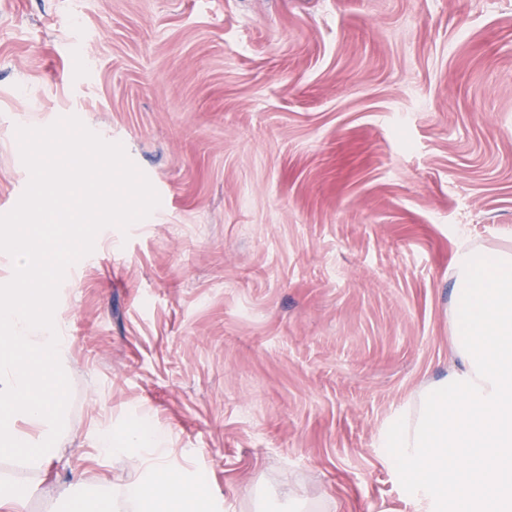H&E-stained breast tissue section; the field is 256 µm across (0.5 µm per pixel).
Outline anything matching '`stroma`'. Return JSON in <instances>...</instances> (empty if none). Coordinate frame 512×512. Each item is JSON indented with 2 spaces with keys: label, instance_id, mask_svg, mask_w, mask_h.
<instances>
[{
  "label": "stroma",
  "instance_id": "stroma-1",
  "mask_svg": "<svg viewBox=\"0 0 512 512\" xmlns=\"http://www.w3.org/2000/svg\"><path fill=\"white\" fill-rule=\"evenodd\" d=\"M78 117L161 203L99 231L56 318L71 399L25 512L137 463L146 420L208 512L294 478L410 512L379 447L451 362L462 241L512 248V0H0V214L17 127Z\"/></svg>",
  "mask_w": 512,
  "mask_h": 512
}]
</instances>
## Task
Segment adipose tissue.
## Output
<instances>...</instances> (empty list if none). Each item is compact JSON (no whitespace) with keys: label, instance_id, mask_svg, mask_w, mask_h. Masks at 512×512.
<instances>
[{"label":"adipose tissue","instance_id":"1","mask_svg":"<svg viewBox=\"0 0 512 512\" xmlns=\"http://www.w3.org/2000/svg\"><path fill=\"white\" fill-rule=\"evenodd\" d=\"M101 447L108 454L141 455L146 478L77 491L61 512H203L194 482L169 459L166 435L149 423L136 424L118 438L103 436Z\"/></svg>","mask_w":512,"mask_h":512}]
</instances>
